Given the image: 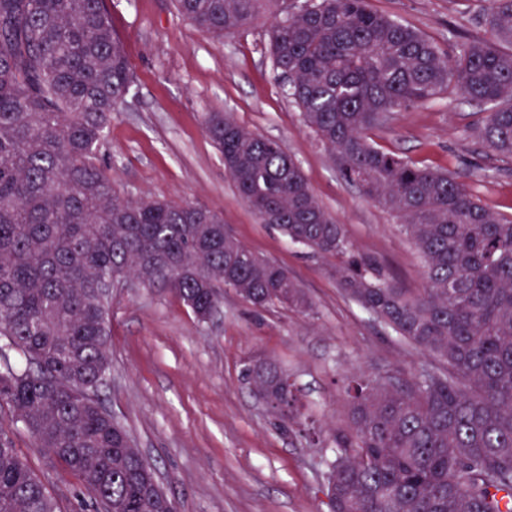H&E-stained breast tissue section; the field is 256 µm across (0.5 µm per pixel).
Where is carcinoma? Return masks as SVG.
<instances>
[{
    "label": "carcinoma",
    "mask_w": 512,
    "mask_h": 512,
    "mask_svg": "<svg viewBox=\"0 0 512 512\" xmlns=\"http://www.w3.org/2000/svg\"><path fill=\"white\" fill-rule=\"evenodd\" d=\"M222 36L273 17L271 55L341 176L392 213L425 263L412 294L357 257L285 146L222 114L209 137L265 224L338 257L344 292L440 367L402 382L360 376L349 430L335 438L330 512H512V215L458 178L372 144L396 108L441 93L489 106L473 134L512 157V0H483L492 38L449 55L365 0H174ZM103 0H0V406L112 512H176L152 465L96 398L112 364V277L176 294L203 323L231 288L258 306L312 305L279 265L201 206L126 200L95 162L131 87ZM23 357L19 367L12 354ZM244 379L280 415L300 417L282 370L258 355ZM0 512H58L0 429Z\"/></svg>",
    "instance_id": "carcinoma-1"
}]
</instances>
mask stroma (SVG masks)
<instances>
[{
  "label": "stroma",
  "instance_id": "35a3bbf8",
  "mask_svg": "<svg viewBox=\"0 0 512 512\" xmlns=\"http://www.w3.org/2000/svg\"><path fill=\"white\" fill-rule=\"evenodd\" d=\"M104 6L133 76L97 157L115 194L220 214L241 244L287 269L313 309L258 307L227 289L213 317L201 323L167 289H113L112 374L99 397L156 466L177 512H329L323 488L332 439L349 426L346 377L364 372L405 380L438 362L351 300L336 280L335 259L261 222L207 134L209 114L281 141L355 251L391 282L418 292L424 261L397 219L341 178L289 97L274 71L268 17L214 38L184 19L173 0H104ZM366 6L450 54L488 34L480 0H367ZM481 112V105L444 93L391 113L368 137L385 151L457 176L487 208L510 215L512 158L489 153L468 135ZM259 354L288 373L318 442L281 422L244 380L245 362ZM0 420L61 512H88L91 498L78 478L64 464L49 463L22 425L11 423L8 409H0Z\"/></svg>",
  "mask_w": 512,
  "mask_h": 512
}]
</instances>
